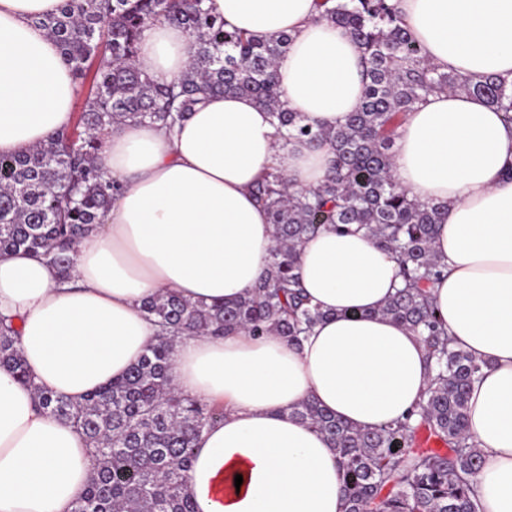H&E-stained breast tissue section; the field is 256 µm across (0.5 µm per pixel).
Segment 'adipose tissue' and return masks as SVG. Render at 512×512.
I'll list each match as a JSON object with an SVG mask.
<instances>
[{
	"label": "adipose tissue",
	"instance_id": "ef3b65f1",
	"mask_svg": "<svg viewBox=\"0 0 512 512\" xmlns=\"http://www.w3.org/2000/svg\"><path fill=\"white\" fill-rule=\"evenodd\" d=\"M430 63L512 83V0H394ZM62 0H0V155L69 125L78 97L57 43L37 23ZM229 31L285 33L281 100L335 127L359 105L362 46L320 19L316 0H211ZM190 37L142 28L139 62L158 83L189 64ZM409 199L447 203L435 251L448 275L431 297L457 348L485 361L468 418L483 465L484 512H512V125L483 97L432 92L406 113L392 148ZM330 145L279 141L268 110L239 95L206 96L174 131L122 123L103 131L98 162L126 189L75 248L69 280L24 250L0 252V315L20 333L32 378L0 367V512H71L91 469L87 439L39 408L37 391L79 403L123 376L155 341L145 298L170 292L232 303L263 275L275 245L252 193L281 170L309 189L330 171ZM398 263L365 232L328 228L299 246L298 275L325 316L300 344L198 334L175 341L174 390L223 407L197 441L187 487L200 512H346L338 459L290 414L311 400L370 429L423 401L434 374L421 336L381 316L401 285ZM241 486H234L235 476Z\"/></svg>",
	"mask_w": 512,
	"mask_h": 512
}]
</instances>
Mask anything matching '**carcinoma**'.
<instances>
[{
    "label": "carcinoma",
    "instance_id": "1",
    "mask_svg": "<svg viewBox=\"0 0 512 512\" xmlns=\"http://www.w3.org/2000/svg\"><path fill=\"white\" fill-rule=\"evenodd\" d=\"M319 17L364 48L366 84L358 108L326 128L284 108L273 68L286 53L284 33L258 40L224 30L206 0H63L36 23L56 41L85 93L69 126L16 155H0V251L24 249L68 279L77 241L102 217L123 185L103 175L98 132L132 122L169 129L210 93L250 96L267 107L279 140L299 138L333 147L332 175L312 190H294L278 171L254 187L275 227L263 277L239 300L195 304L164 293L143 302L159 327L156 340L128 372L75 404L36 391L39 405L81 429L93 467L72 512H197L186 490L195 442L223 410L175 393L169 379L173 342L180 336L268 331L294 343L326 314L310 306L296 275L298 246L320 227L365 230L397 259L404 287L381 309L422 336L436 373L427 398L394 423L362 429L312 401L291 415L323 434L336 451L347 512H482L474 477L482 455L469 431L468 398L483 364L450 346L429 287L441 274L433 243L447 213L441 203L409 199L395 181L392 144L405 113L436 90L473 92L512 122V84L441 72L405 28L391 0H317ZM169 22L190 37V64L176 81L153 82L138 62L148 23ZM18 331L0 326V366L28 381ZM426 430L445 451L415 447Z\"/></svg>",
    "mask_w": 512,
    "mask_h": 512
}]
</instances>
